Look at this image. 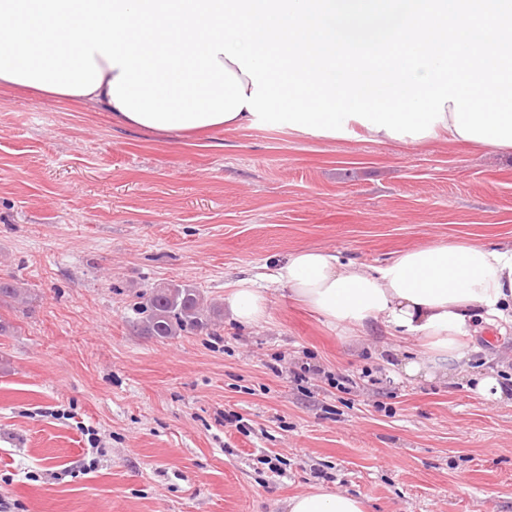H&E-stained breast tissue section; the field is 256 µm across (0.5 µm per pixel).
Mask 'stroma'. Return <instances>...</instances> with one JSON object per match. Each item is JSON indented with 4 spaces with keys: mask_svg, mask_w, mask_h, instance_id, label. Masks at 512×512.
I'll return each instance as SVG.
<instances>
[{
    "mask_svg": "<svg viewBox=\"0 0 512 512\" xmlns=\"http://www.w3.org/2000/svg\"><path fill=\"white\" fill-rule=\"evenodd\" d=\"M468 237L512 244V156L463 144L329 142L285 130L174 143L103 107L0 88V496L22 512H283L323 487L370 512H512V333L474 337L471 375L400 379L416 350L355 341L269 291L235 322L224 289L303 247L367 267ZM195 288L214 330L145 335L134 306ZM353 379L294 382L302 363ZM238 416L240 428L225 426ZM93 427L104 453L82 463Z\"/></svg>",
    "mask_w": 512,
    "mask_h": 512,
    "instance_id": "obj_1",
    "label": "stroma"
}]
</instances>
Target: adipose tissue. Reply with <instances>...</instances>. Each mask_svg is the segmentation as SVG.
Returning a JSON list of instances; mask_svg holds the SVG:
<instances>
[{
    "mask_svg": "<svg viewBox=\"0 0 512 512\" xmlns=\"http://www.w3.org/2000/svg\"><path fill=\"white\" fill-rule=\"evenodd\" d=\"M0 86L181 140L265 126L512 154V0H0ZM269 280L343 335L380 326L419 342L405 378L465 373L466 338L512 327V246L428 244L375 268L304 247ZM224 305L254 325L268 292L243 278ZM284 509L367 504L313 487Z\"/></svg>",
    "mask_w": 512,
    "mask_h": 512,
    "instance_id": "ef3b65f1",
    "label": "adipose tissue"
}]
</instances>
